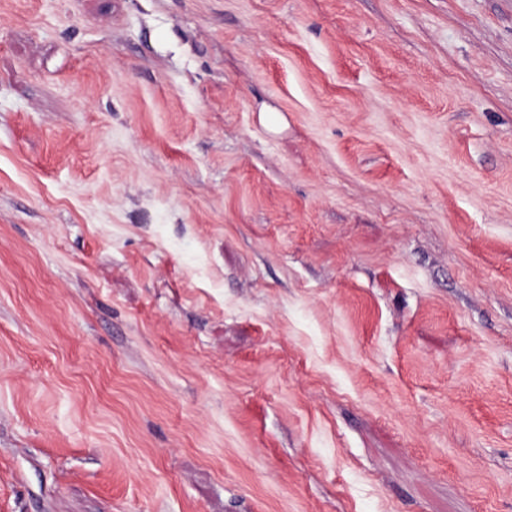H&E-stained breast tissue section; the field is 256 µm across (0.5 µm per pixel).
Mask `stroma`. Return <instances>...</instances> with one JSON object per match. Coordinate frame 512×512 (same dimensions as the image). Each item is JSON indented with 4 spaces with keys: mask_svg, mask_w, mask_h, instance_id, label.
<instances>
[{
    "mask_svg": "<svg viewBox=\"0 0 512 512\" xmlns=\"http://www.w3.org/2000/svg\"><path fill=\"white\" fill-rule=\"evenodd\" d=\"M0 512H512V0H0Z\"/></svg>",
    "mask_w": 512,
    "mask_h": 512,
    "instance_id": "35a3bbf8",
    "label": "stroma"
}]
</instances>
